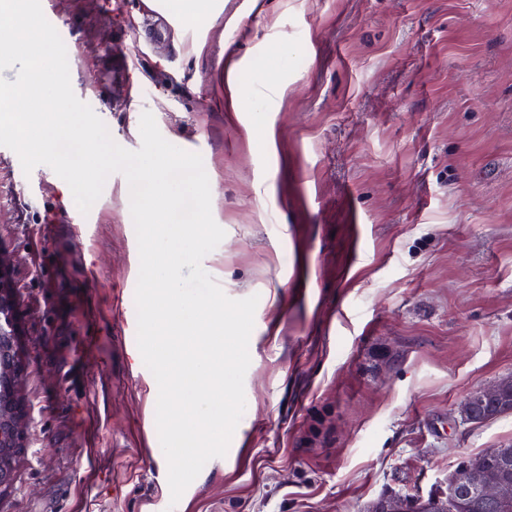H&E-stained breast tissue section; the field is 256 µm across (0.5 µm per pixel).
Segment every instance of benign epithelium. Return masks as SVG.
<instances>
[{"label":"benign epithelium","instance_id":"obj_1","mask_svg":"<svg viewBox=\"0 0 512 512\" xmlns=\"http://www.w3.org/2000/svg\"><path fill=\"white\" fill-rule=\"evenodd\" d=\"M6 328L0 327V349L6 351L21 335L19 311L10 277L9 258L0 253V315ZM466 424L479 425L512 414V377L501 379L471 394L461 406ZM27 415L17 401L0 402V448H19ZM497 466L486 455L463 460L448 475L447 491L441 495L385 497L371 512H467L476 507L490 512H512V448H495Z\"/></svg>","mask_w":512,"mask_h":512}]
</instances>
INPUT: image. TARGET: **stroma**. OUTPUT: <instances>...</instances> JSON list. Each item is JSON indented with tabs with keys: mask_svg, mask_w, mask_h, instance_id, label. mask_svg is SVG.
<instances>
[{
	"mask_svg": "<svg viewBox=\"0 0 512 512\" xmlns=\"http://www.w3.org/2000/svg\"><path fill=\"white\" fill-rule=\"evenodd\" d=\"M41 5L117 144L140 148L148 111L201 155L225 232L202 267L259 298L244 414L183 512H369L512 446V414L459 416L512 375V0H224L204 25L151 0ZM231 61L264 111L231 100ZM76 210L0 146L30 414L0 512H160L126 178Z\"/></svg>",
	"mask_w": 512,
	"mask_h": 512,
	"instance_id": "stroma-1",
	"label": "stroma"
}]
</instances>
